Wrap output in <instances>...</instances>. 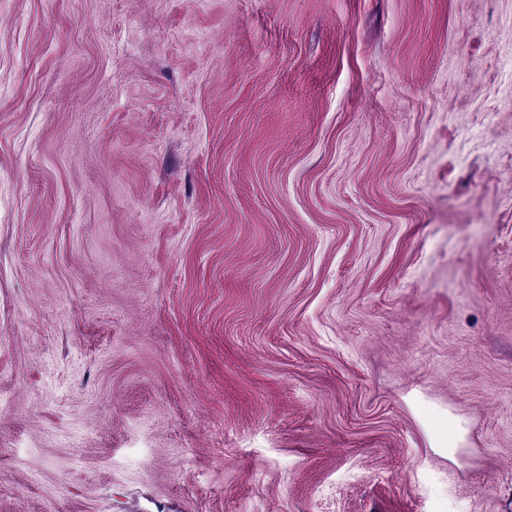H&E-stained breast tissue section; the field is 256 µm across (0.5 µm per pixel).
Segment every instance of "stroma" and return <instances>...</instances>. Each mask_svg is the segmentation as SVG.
Listing matches in <instances>:
<instances>
[{
    "instance_id": "obj_1",
    "label": "stroma",
    "mask_w": 512,
    "mask_h": 512,
    "mask_svg": "<svg viewBox=\"0 0 512 512\" xmlns=\"http://www.w3.org/2000/svg\"><path fill=\"white\" fill-rule=\"evenodd\" d=\"M0 512H512V0H0Z\"/></svg>"
}]
</instances>
